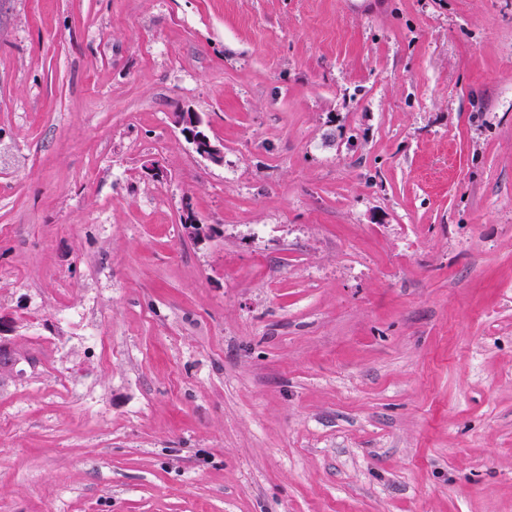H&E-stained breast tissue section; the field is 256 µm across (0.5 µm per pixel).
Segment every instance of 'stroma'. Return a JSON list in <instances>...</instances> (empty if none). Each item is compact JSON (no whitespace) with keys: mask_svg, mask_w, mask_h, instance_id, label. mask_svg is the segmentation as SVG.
I'll return each mask as SVG.
<instances>
[{"mask_svg":"<svg viewBox=\"0 0 512 512\" xmlns=\"http://www.w3.org/2000/svg\"><path fill=\"white\" fill-rule=\"evenodd\" d=\"M1 316L0 512H512V0H0ZM175 117V123L181 135L199 156L214 164L222 163L224 145L208 135L199 113L191 110H180Z\"/></svg>","mask_w":512,"mask_h":512,"instance_id":"obj_1","label":"stroma"}]
</instances>
